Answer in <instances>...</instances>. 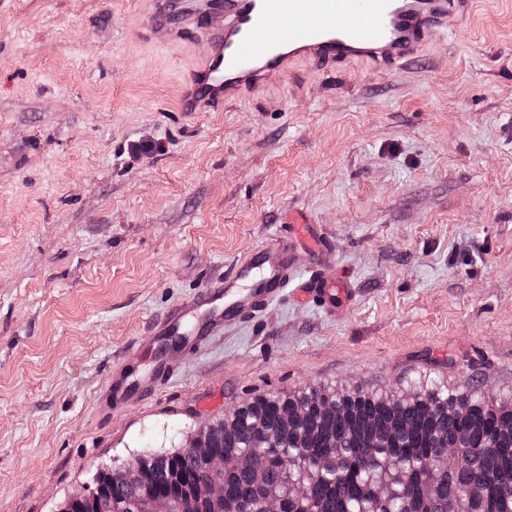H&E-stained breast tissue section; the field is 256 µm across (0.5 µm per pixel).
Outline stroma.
I'll return each instance as SVG.
<instances>
[{"mask_svg": "<svg viewBox=\"0 0 512 512\" xmlns=\"http://www.w3.org/2000/svg\"><path fill=\"white\" fill-rule=\"evenodd\" d=\"M144 0H0V512H59L249 398L429 376L512 390V0L388 74L302 62L178 110L190 40ZM309 213L328 315L283 291L155 368L152 323ZM292 291L297 299L307 301L316 298L328 311L334 312L347 307L351 301V288L346 281L336 278H322L316 281H301Z\"/></svg>", "mask_w": 512, "mask_h": 512, "instance_id": "obj_1", "label": "stroma"}]
</instances>
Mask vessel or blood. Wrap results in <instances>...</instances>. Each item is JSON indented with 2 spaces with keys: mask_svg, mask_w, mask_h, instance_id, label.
Returning <instances> with one entry per match:
<instances>
[{
  "mask_svg": "<svg viewBox=\"0 0 512 512\" xmlns=\"http://www.w3.org/2000/svg\"><path fill=\"white\" fill-rule=\"evenodd\" d=\"M475 0H150L155 28L170 41L192 35L199 55L185 81L180 112H217L225 102L264 88L301 61L315 67L361 65L402 70L430 45L469 20ZM290 231L277 235L223 279L209 283L191 305L169 311L152 336L179 334L197 311L210 328L255 312L284 289L317 299L328 311L347 307L348 282L333 278L294 282L297 251L318 264L328 253L308 215L289 213Z\"/></svg>",
  "mask_w": 512,
  "mask_h": 512,
  "instance_id": "1",
  "label": "vessel or blood"
}]
</instances>
